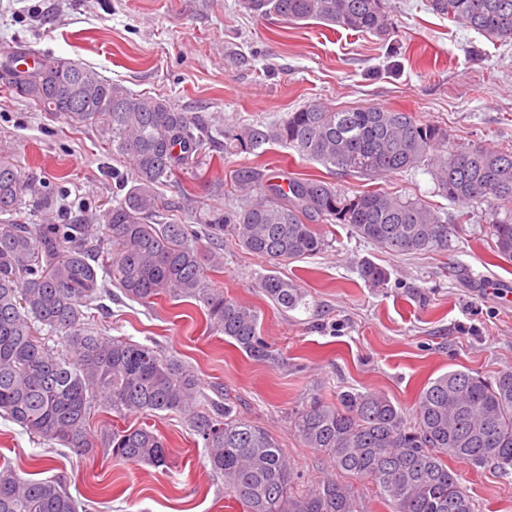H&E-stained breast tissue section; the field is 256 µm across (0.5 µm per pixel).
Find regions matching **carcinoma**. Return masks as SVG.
Instances as JSON below:
<instances>
[{"label":"carcinoma","mask_w":512,"mask_h":512,"mask_svg":"<svg viewBox=\"0 0 512 512\" xmlns=\"http://www.w3.org/2000/svg\"><path fill=\"white\" fill-rule=\"evenodd\" d=\"M389 0H245L262 16L288 23L316 21L382 39L390 36ZM432 11L487 39L512 42V0H429ZM9 84L42 111L73 127L90 125L118 155L133 162L132 185L93 224L0 222V417L47 443L90 448L94 407L119 414L172 411L192 416L212 471L247 512H362L360 490L326 477L294 489L288 457L261 427L233 414L229 402L196 412L194 371L163 357L158 347L92 327V303L111 281L149 306L163 295L201 302L210 329L257 361L272 352L258 331L255 309L208 286L193 239L230 232L248 252L276 265L321 253L315 224H347L385 251L448 250L452 227L421 202L379 188L348 196L320 178L290 177L260 184V173L239 176L237 208L210 213L199 229L166 220L157 192L183 162L205 152L211 132L169 101L132 92L96 70L53 58L44 70H8ZM224 151L253 153L267 144L341 175L381 176L435 168L448 200L494 206L490 235L496 257L512 263V147H471L443 155L447 131L410 112L378 107L334 111L309 103L266 124H241L224 135ZM45 209L36 177L0 159V214L21 209L26 195ZM282 312L307 307L305 293L275 274L258 283ZM58 340H53V337ZM54 344H49V341ZM291 425L304 447L334 470L370 486L392 512H477L445 459L512 475V371L485 376L450 370L427 382L413 421L379 392L344 391L336 400L315 394ZM102 445L121 461L168 464L162 439L145 427L115 428ZM0 512H88L63 477L31 481L0 465Z\"/></svg>","instance_id":"carcinoma-1"}]
</instances>
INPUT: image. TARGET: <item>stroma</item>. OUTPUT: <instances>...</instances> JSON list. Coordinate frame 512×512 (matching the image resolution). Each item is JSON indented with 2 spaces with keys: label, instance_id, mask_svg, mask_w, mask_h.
I'll list each match as a JSON object with an SVG mask.
<instances>
[{
  "label": "stroma",
  "instance_id": "35a3bbf8",
  "mask_svg": "<svg viewBox=\"0 0 512 512\" xmlns=\"http://www.w3.org/2000/svg\"><path fill=\"white\" fill-rule=\"evenodd\" d=\"M393 33L370 34L262 18L243 0H0V62L28 49L97 70L137 94L168 100L212 128L268 123L311 102L328 107H382L413 113L448 131L449 149L512 145V43L485 39L432 13L427 0H390ZM34 170L54 203L51 215L23 208L20 224H87L123 197L133 164L112 153L97 130L73 128L0 83V157ZM328 177L348 194L374 187L430 206L453 225L444 252L393 255L345 224H319L327 246L317 256L271 268L232 237L200 239L218 251L210 287L254 307L258 330L275 359L260 363L206 326L203 305L157 299L150 306L120 289L103 297L96 329L107 336L155 342L162 355L191 366L204 401L231 399L237 415L276 439L301 486L330 474L325 459L303 447L292 413L312 394H386L404 412L419 390L454 369L493 375L512 370V264L492 254L491 207H461L439 193L421 167L371 181L328 173L289 147L262 155L224 152L216 138L160 186L181 224L233 206L245 170ZM382 267L379 285L360 275ZM293 282L307 307L281 312L258 289L270 271ZM153 430L165 438L169 464L154 468L113 459L101 439L113 428ZM90 449L76 451L33 438L0 418V462L25 479L64 476L90 512H245L212 473L187 415L121 416L92 410ZM479 512H512V476L454 461Z\"/></svg>",
  "mask_w": 512,
  "mask_h": 512
}]
</instances>
